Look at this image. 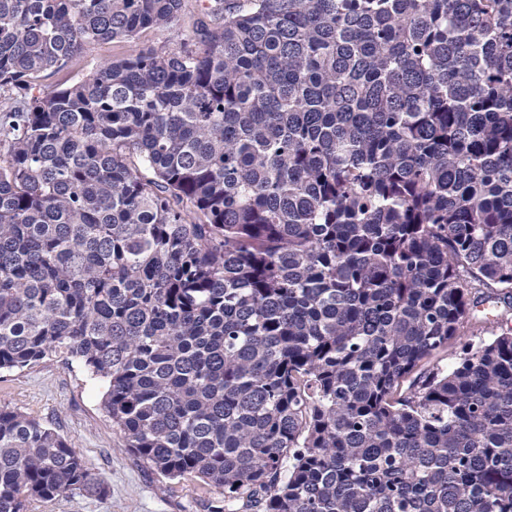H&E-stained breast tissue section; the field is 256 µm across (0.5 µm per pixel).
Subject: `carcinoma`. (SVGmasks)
<instances>
[{
  "mask_svg": "<svg viewBox=\"0 0 512 512\" xmlns=\"http://www.w3.org/2000/svg\"><path fill=\"white\" fill-rule=\"evenodd\" d=\"M183 7L0 0V373L78 362L206 512H512V0H196L37 91ZM76 491L0 405V512ZM190 14L183 16L179 21H175L167 26L159 28H150L144 30L137 43L126 41L108 40L97 43L88 53L85 61L77 66H72L57 75H50L41 80L42 89H53L63 78L68 79V83H74L87 75L90 70L98 63L112 61L122 58L129 54L132 49L143 46H166L176 48L186 38L190 31Z\"/></svg>",
  "mask_w": 512,
  "mask_h": 512,
  "instance_id": "cac0c4a2",
  "label": "carcinoma"
}]
</instances>
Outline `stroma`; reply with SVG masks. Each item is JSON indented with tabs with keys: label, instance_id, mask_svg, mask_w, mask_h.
I'll list each match as a JSON object with an SVG mask.
<instances>
[{
	"label": "stroma",
	"instance_id": "stroma-1",
	"mask_svg": "<svg viewBox=\"0 0 512 512\" xmlns=\"http://www.w3.org/2000/svg\"><path fill=\"white\" fill-rule=\"evenodd\" d=\"M189 31V20L184 17L144 30L134 44L99 42L83 63L45 77L41 85L50 90L64 79L79 81L96 64L122 58L137 45L178 47ZM103 393V387L90 380L78 364L60 359L0 373V404L55 426L86 467L109 487L103 498L76 492L31 502L28 512H204L206 493L199 480H168L125 448L122 434L101 409Z\"/></svg>",
	"mask_w": 512,
	"mask_h": 512
}]
</instances>
